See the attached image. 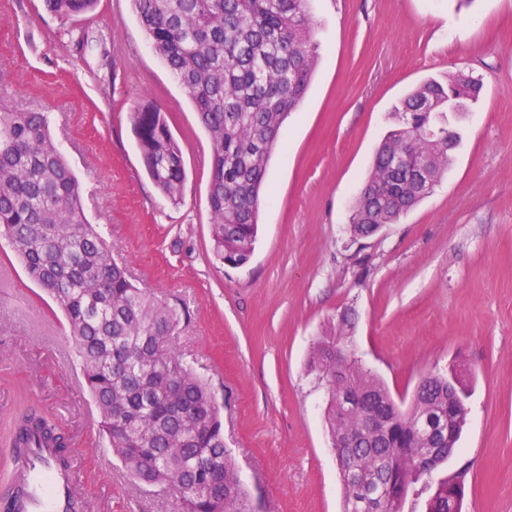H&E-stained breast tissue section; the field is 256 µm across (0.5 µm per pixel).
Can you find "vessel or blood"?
<instances>
[{"instance_id":"b4317fda","label":"vessel or blood","mask_w":512,"mask_h":512,"mask_svg":"<svg viewBox=\"0 0 512 512\" xmlns=\"http://www.w3.org/2000/svg\"><path fill=\"white\" fill-rule=\"evenodd\" d=\"M80 468L78 455L63 462L51 442L31 441L15 458L9 512H82L87 490Z\"/></svg>"}]
</instances>
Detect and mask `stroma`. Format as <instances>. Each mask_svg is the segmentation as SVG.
Masks as SVG:
<instances>
[{
  "instance_id": "stroma-1",
  "label": "stroma",
  "mask_w": 512,
  "mask_h": 512,
  "mask_svg": "<svg viewBox=\"0 0 512 512\" xmlns=\"http://www.w3.org/2000/svg\"><path fill=\"white\" fill-rule=\"evenodd\" d=\"M318 60L268 166L249 263L211 251V141L154 53L131 0L75 19L42 0H0V105L49 106L85 212L134 283L183 308L172 342L224 404V445L252 512H342L313 344L348 317L351 347L394 398L458 371L466 424L443 469L464 475L462 512H512V0H312ZM464 72L483 95L450 115L461 141L433 191L399 223L352 238V205L394 113L430 78ZM166 112L183 146L180 203L145 171L129 114ZM48 294L0 252V434L52 417L83 461L91 512H173V497L120 465L51 339Z\"/></svg>"
}]
</instances>
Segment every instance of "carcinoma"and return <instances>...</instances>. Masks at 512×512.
<instances>
[{"label": "carcinoma", "mask_w": 512, "mask_h": 512, "mask_svg": "<svg viewBox=\"0 0 512 512\" xmlns=\"http://www.w3.org/2000/svg\"><path fill=\"white\" fill-rule=\"evenodd\" d=\"M153 51L192 101L212 144L208 208L214 257L232 268L250 260L261 188L280 129L309 87L317 59L309 0H132ZM49 13L78 17L97 0H43ZM483 84L465 73L421 83L395 107L400 126L376 151L367 183L352 210L353 237L396 224L426 198L448 170L447 112H464ZM143 165L169 201H181L183 150L166 114L145 106L130 113ZM426 169L429 185L417 186ZM0 238L66 318L77 365L99 416L107 447L125 469L175 496L176 512H251L235 461L224 448L220 406L208 384L169 344L180 322L176 308L136 287L112 261L110 245L84 210L80 184L51 134L45 109H0ZM340 336L311 349L308 367L356 404L324 411L336 448L344 512L364 484L385 483V512H405L427 495L424 512H448V483L435 478L457 439L427 435L419 422L449 420L463 428L467 408L448 417V377L399 405L354 355L336 357ZM39 434L66 460L69 443L48 418L26 414L10 447Z\"/></svg>", "instance_id": "obj_1"}]
</instances>
